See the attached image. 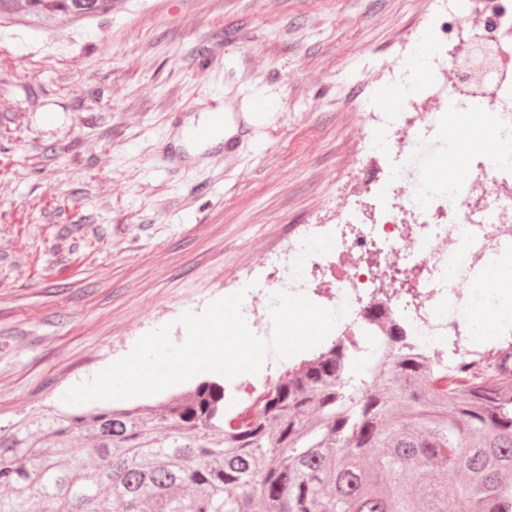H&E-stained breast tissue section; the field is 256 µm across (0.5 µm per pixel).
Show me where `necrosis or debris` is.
Segmentation results:
<instances>
[{"mask_svg": "<svg viewBox=\"0 0 512 512\" xmlns=\"http://www.w3.org/2000/svg\"><path fill=\"white\" fill-rule=\"evenodd\" d=\"M426 25L436 48L428 65L431 82L416 84L406 96H392L372 113L366 136L384 131L388 158L400 159L421 136L447 130L470 101L471 134L494 138L511 156L512 133L504 129L502 114L512 109V0H462L459 21L439 12ZM480 64L487 67L483 83L460 93L468 69ZM383 160L364 150L349 199L326 221L327 249L293 248L267 261L263 287L270 294L316 289L333 276L336 297L348 307L334 335L370 337L373 352L383 354L396 331L431 357L453 342L457 331L441 313L449 292H462L471 274L512 246V179L491 160L466 182L463 193L415 202L408 186L394 190L381 179ZM374 245L380 250L378 265L359 262V255ZM391 264L419 270L412 292L384 291L380 275ZM378 311L383 314L379 320L374 317Z\"/></svg>", "mask_w": 512, "mask_h": 512, "instance_id": "necrosis-or-debris-1", "label": "necrosis or debris"}]
</instances>
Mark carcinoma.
<instances>
[{"instance_id":"carcinoma-1","label":"carcinoma","mask_w":512,"mask_h":512,"mask_svg":"<svg viewBox=\"0 0 512 512\" xmlns=\"http://www.w3.org/2000/svg\"><path fill=\"white\" fill-rule=\"evenodd\" d=\"M112 0H0V29ZM352 337L243 413L203 381L149 413L55 411L0 427V512H512V348L456 364L399 351L355 381Z\"/></svg>"}]
</instances>
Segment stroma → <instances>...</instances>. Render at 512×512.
<instances>
[{"label": "stroma", "mask_w": 512, "mask_h": 512, "mask_svg": "<svg viewBox=\"0 0 512 512\" xmlns=\"http://www.w3.org/2000/svg\"><path fill=\"white\" fill-rule=\"evenodd\" d=\"M434 0H116L89 27L0 32V425L64 393L145 333L235 294L354 182L380 65ZM255 131L201 148L206 108ZM54 113L45 121V113ZM431 140L392 177L420 192ZM470 349L506 326L512 288L469 283Z\"/></svg>", "instance_id": "1"}]
</instances>
